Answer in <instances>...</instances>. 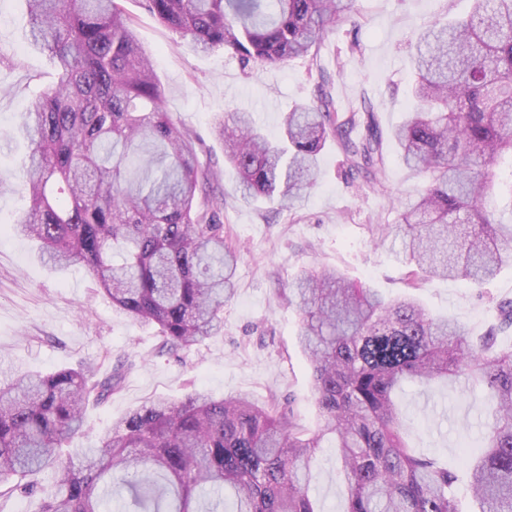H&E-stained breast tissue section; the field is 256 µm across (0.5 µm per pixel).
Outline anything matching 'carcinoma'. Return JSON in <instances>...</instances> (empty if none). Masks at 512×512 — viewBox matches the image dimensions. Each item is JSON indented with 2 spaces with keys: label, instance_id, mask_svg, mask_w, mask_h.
<instances>
[{
  "label": "carcinoma",
  "instance_id": "obj_1",
  "mask_svg": "<svg viewBox=\"0 0 512 512\" xmlns=\"http://www.w3.org/2000/svg\"><path fill=\"white\" fill-rule=\"evenodd\" d=\"M25 2L28 39L48 51L57 81L24 113L30 206L13 233L38 242L55 267H85L113 306L155 325L176 355L224 327L235 291L223 204L197 205L212 174L165 111L121 0ZM354 2L143 0L196 53L223 50L254 69L307 57L319 71L317 98L286 113L278 137L249 112L216 122L243 195L294 208L330 143L350 173H384L375 105L363 97L339 115L319 63L328 33L357 25ZM412 63L413 110L394 140L403 165L427 182L402 203L399 223L372 227V239H395L413 275L482 284L512 265V211L506 222L489 200L496 184L512 197V0H473L463 18H433ZM293 302L317 430L274 396L259 404L193 391L134 408L63 459L85 405L117 391L123 375L24 373L0 384V497L36 493L37 476L53 469L39 512H101L107 496L134 512H318L310 462L330 441L347 478L344 512H461L457 475L407 446L396 400L405 382L445 379L481 388L490 410L484 446L469 460L476 512H512V348L497 344L512 329V301L477 337L410 296L387 301L336 271L297 277Z\"/></svg>",
  "mask_w": 512,
  "mask_h": 512
}]
</instances>
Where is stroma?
I'll use <instances>...</instances> for the list:
<instances>
[{
  "label": "stroma",
  "mask_w": 512,
  "mask_h": 512,
  "mask_svg": "<svg viewBox=\"0 0 512 512\" xmlns=\"http://www.w3.org/2000/svg\"><path fill=\"white\" fill-rule=\"evenodd\" d=\"M123 6L153 59L166 111L195 137L199 160L213 173L208 196L225 201L224 241L239 253L236 292L224 307L223 329L176 358L160 352L154 325L113 307L83 266L52 269L41 262L35 241L12 233L27 205L18 186L29 152L22 116L30 100L51 88L55 72L47 52L27 43L25 0H0V383L19 372L46 374L82 363L102 377L122 369L121 389L87 406L75 448L93 445L146 401L178 400L194 390L259 403L274 394L289 399L299 423L315 429L311 372L298 343L300 315L280 291L301 271L323 268L391 299L410 291L406 266L389 246L373 244L370 228L396 223L392 199L416 195L426 182L399 162L393 140L412 103L410 43L429 19L468 14L471 0H356L358 26L329 33L322 64L340 111L363 95L375 103L385 174L377 184L349 174L336 145H327L316 185L292 211L242 198L214 123L230 111L250 112L269 135H278L288 107L314 97L317 69L302 58L257 70L221 50L198 54L140 0H123ZM415 293L431 314L452 316L478 335L493 322L497 303L512 300V269L479 286L434 279ZM398 401L408 444L465 470L466 449L479 446L486 432L482 393L438 381L404 386ZM312 473L319 512H343L346 480L334 448H320Z\"/></svg>",
  "instance_id": "obj_1"
}]
</instances>
